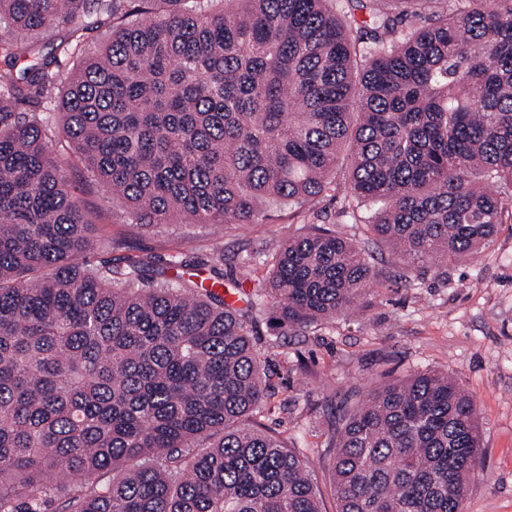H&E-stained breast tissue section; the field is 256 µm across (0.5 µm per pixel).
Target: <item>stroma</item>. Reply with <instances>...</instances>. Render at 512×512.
<instances>
[{
	"instance_id": "35a3bbf8",
	"label": "stroma",
	"mask_w": 512,
	"mask_h": 512,
	"mask_svg": "<svg viewBox=\"0 0 512 512\" xmlns=\"http://www.w3.org/2000/svg\"><path fill=\"white\" fill-rule=\"evenodd\" d=\"M76 197L93 216L98 235L113 239L119 254L148 246L204 252L222 238L213 261L231 294L251 292L237 281L246 254L277 248L296 233L303 216L270 206L264 223L240 228L163 224L134 225L125 206L92 181L78 159L66 169ZM375 265L392 274L361 317L336 320L320 331L279 335L268 316L258 317L253 339L266 357L263 422L283 437L301 438L322 512H336L332 489L334 413L352 406L381 383L425 370H445L477 401L481 460L464 502L465 512H512V223L499 225L492 244L476 258L398 280V260L382 244L366 246Z\"/></svg>"
}]
</instances>
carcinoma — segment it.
<instances>
[{"instance_id":"1","label":"carcinoma","mask_w":512,"mask_h":512,"mask_svg":"<svg viewBox=\"0 0 512 512\" xmlns=\"http://www.w3.org/2000/svg\"><path fill=\"white\" fill-rule=\"evenodd\" d=\"M233 2L0 0L30 57L16 71L0 42V512H320L303 454L258 421L252 324L315 329L390 281L334 224L244 257L267 269L244 308L194 280L217 239L114 257L59 144L145 230L341 193L414 270L512 223V0ZM24 96L61 122L15 112ZM477 420L444 372L374 389L336 426L337 512H463Z\"/></svg>"}]
</instances>
